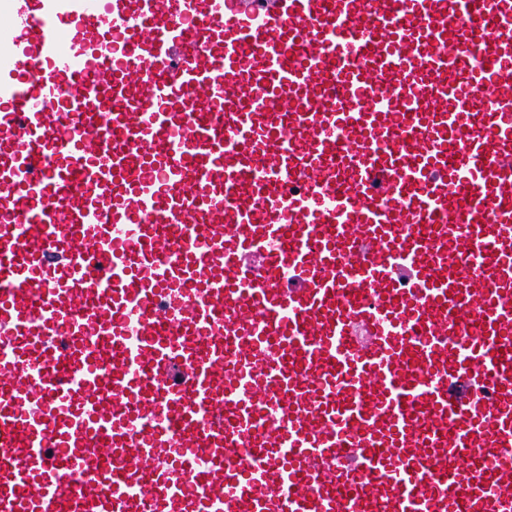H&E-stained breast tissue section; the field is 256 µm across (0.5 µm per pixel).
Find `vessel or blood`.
<instances>
[{
    "instance_id": "vessel-or-blood-1",
    "label": "vessel or blood",
    "mask_w": 512,
    "mask_h": 512,
    "mask_svg": "<svg viewBox=\"0 0 512 512\" xmlns=\"http://www.w3.org/2000/svg\"><path fill=\"white\" fill-rule=\"evenodd\" d=\"M499 448L512 0H0V512H512Z\"/></svg>"
}]
</instances>
